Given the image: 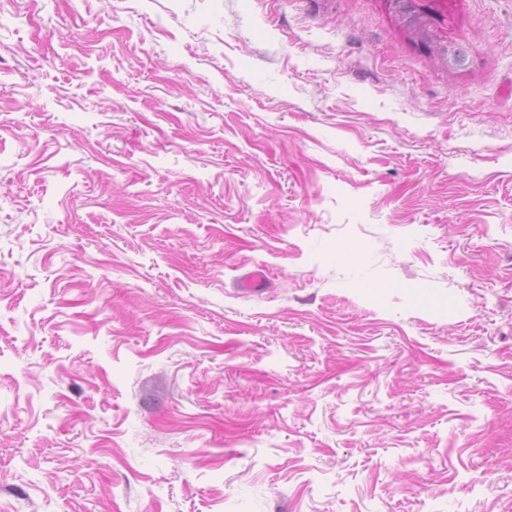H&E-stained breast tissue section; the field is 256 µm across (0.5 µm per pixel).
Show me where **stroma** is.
Returning a JSON list of instances; mask_svg holds the SVG:
<instances>
[{
	"mask_svg": "<svg viewBox=\"0 0 512 512\" xmlns=\"http://www.w3.org/2000/svg\"><path fill=\"white\" fill-rule=\"evenodd\" d=\"M447 35L0 0V512H512V0Z\"/></svg>",
	"mask_w": 512,
	"mask_h": 512,
	"instance_id": "1",
	"label": "stroma"
}]
</instances>
